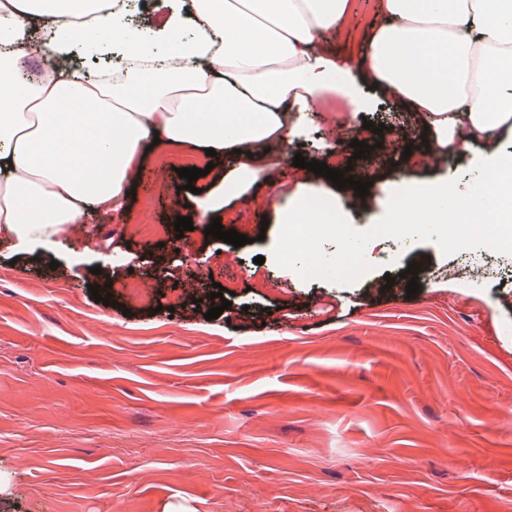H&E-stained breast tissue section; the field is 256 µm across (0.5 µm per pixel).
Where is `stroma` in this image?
<instances>
[{"instance_id": "35a3bbf8", "label": "stroma", "mask_w": 512, "mask_h": 512, "mask_svg": "<svg viewBox=\"0 0 512 512\" xmlns=\"http://www.w3.org/2000/svg\"><path fill=\"white\" fill-rule=\"evenodd\" d=\"M382 22L361 9L323 50L360 59ZM355 81L288 152L345 169L344 122L371 147L365 199L289 164L225 199L218 218L247 245L139 235L192 215L214 186L213 169L184 189L178 168L203 161L186 145L145 152L134 196L84 205L79 233L0 235V512H512V255L476 248L496 272L481 285L451 277L460 253L432 240L372 239L348 284L273 257L288 195L329 198L366 230L400 179L463 191L483 153L512 155L502 128L434 162L420 113ZM395 144L412 153L394 165L381 155ZM413 261L410 298L400 273ZM101 283L111 305L91 296ZM218 284L231 305L209 321Z\"/></svg>"}]
</instances>
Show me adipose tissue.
<instances>
[{"label": "adipose tissue", "mask_w": 512, "mask_h": 512, "mask_svg": "<svg viewBox=\"0 0 512 512\" xmlns=\"http://www.w3.org/2000/svg\"><path fill=\"white\" fill-rule=\"evenodd\" d=\"M162 28L143 32L110 0H0V233L19 240L79 223L86 203L120 204L143 146L214 149L234 157L223 192L250 188L267 149L288 141L289 114L306 120L333 91L335 62L320 45L349 20L353 0H169ZM384 22L364 64L369 77L421 112L433 131L428 154L444 159L512 125V92L495 108L485 94L512 55V0H378ZM94 15L128 46L116 63L86 71L75 44L100 49L76 17ZM151 44L148 55L135 49ZM49 78L20 83L24 61ZM150 81L148 95L132 85ZM223 102L220 112L211 111Z\"/></svg>", "instance_id": "obj_1"}]
</instances>
